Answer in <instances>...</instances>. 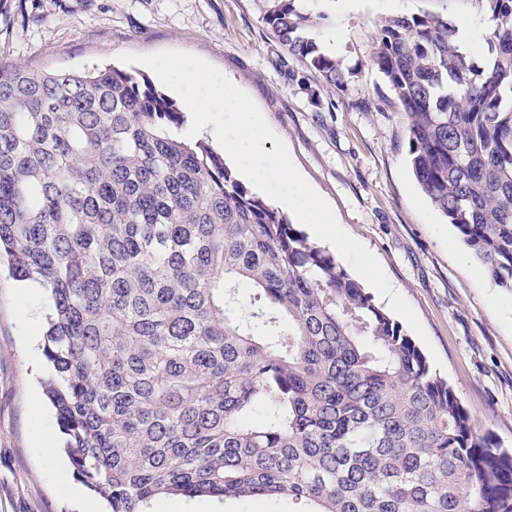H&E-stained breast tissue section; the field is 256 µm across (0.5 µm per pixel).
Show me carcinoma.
<instances>
[{"instance_id": "obj_1", "label": "carcinoma", "mask_w": 512, "mask_h": 512, "mask_svg": "<svg viewBox=\"0 0 512 512\" xmlns=\"http://www.w3.org/2000/svg\"><path fill=\"white\" fill-rule=\"evenodd\" d=\"M265 23L330 86L321 14ZM490 57L395 15L375 62L433 206L512 289V0ZM145 76L0 60V263L50 294L45 381L107 512L286 497L292 512H512V452L325 248L248 189ZM255 289L242 305L238 288Z\"/></svg>"}]
</instances>
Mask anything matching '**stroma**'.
Returning <instances> with one entry per match:
<instances>
[{
	"label": "stroma",
	"instance_id": "35a3bbf8",
	"mask_svg": "<svg viewBox=\"0 0 512 512\" xmlns=\"http://www.w3.org/2000/svg\"><path fill=\"white\" fill-rule=\"evenodd\" d=\"M268 0H0V59L49 69L117 63L120 55H196L247 93L350 237L380 263L417 315L479 432L512 448V290L498 286L431 204L408 163L409 116L374 62L378 25L436 14L484 27L488 0H308L318 43L337 42L338 87L289 55L264 15ZM18 280L0 274V512H85L60 471L72 464L45 404L51 369L44 317L29 320ZM44 403L34 415V400ZM287 499L221 503L160 498L152 512H288Z\"/></svg>",
	"mask_w": 512,
	"mask_h": 512
}]
</instances>
